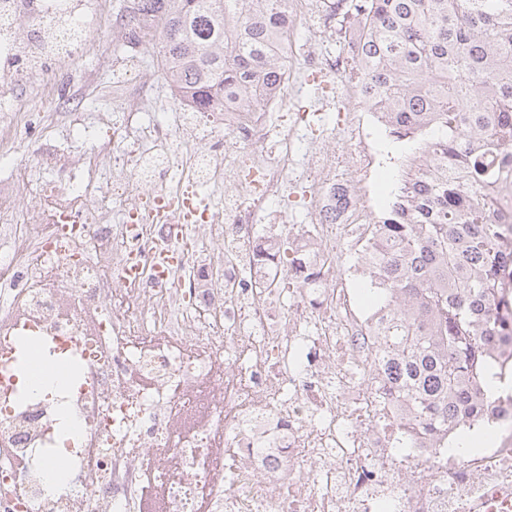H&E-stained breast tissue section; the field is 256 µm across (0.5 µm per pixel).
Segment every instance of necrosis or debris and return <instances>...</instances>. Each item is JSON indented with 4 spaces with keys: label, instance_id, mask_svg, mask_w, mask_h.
<instances>
[{
    "label": "necrosis or debris",
    "instance_id": "obj_1",
    "mask_svg": "<svg viewBox=\"0 0 512 512\" xmlns=\"http://www.w3.org/2000/svg\"><path fill=\"white\" fill-rule=\"evenodd\" d=\"M96 0H0V142L16 132L13 95L31 77L50 83L67 24ZM322 0H288L279 44L293 50L302 25L322 20ZM353 61L307 53L299 68L342 80L356 110L342 126L356 162L325 150L307 118L271 117L284 91L252 112L225 101L224 122L180 102L162 124L125 129L113 154L84 114L70 132L87 151L54 149L39 163L38 216L17 201L25 171L0 185V283L25 280L0 307V512H139L151 472L166 512H492V491L512 492V399L483 407L494 443L462 460L447 439L417 444L382 362L383 309L363 312L356 282L377 284L385 243L373 236L372 127L384 124ZM220 184L224 201L201 224L223 241L218 259L188 242L178 214L160 218L158 195H182L181 173ZM307 196L306 223H288L291 191ZM133 195L134 209L115 207ZM278 204L288 252L259 231L261 208ZM194 257V273L159 281L129 275L144 253ZM122 289L112 287L113 280ZM42 340L48 359L81 366L74 387L46 394L18 386L19 339ZM75 424L59 458L63 414ZM66 487L50 492V469Z\"/></svg>",
    "mask_w": 512,
    "mask_h": 512
}]
</instances>
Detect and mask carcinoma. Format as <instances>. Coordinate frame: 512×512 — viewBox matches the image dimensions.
Wrapping results in <instances>:
<instances>
[{
	"instance_id": "1",
	"label": "carcinoma",
	"mask_w": 512,
	"mask_h": 512,
	"mask_svg": "<svg viewBox=\"0 0 512 512\" xmlns=\"http://www.w3.org/2000/svg\"><path fill=\"white\" fill-rule=\"evenodd\" d=\"M287 0H133L129 19H160L163 65L197 112L224 94L260 105L279 87L273 52ZM340 25L365 24L354 64L398 139L420 157L374 233L387 279L367 294L399 317L381 348L394 395L433 437L499 398L512 381V0H344Z\"/></svg>"
}]
</instances>
